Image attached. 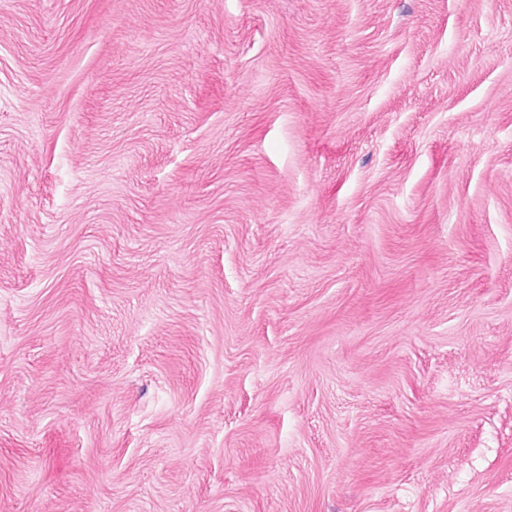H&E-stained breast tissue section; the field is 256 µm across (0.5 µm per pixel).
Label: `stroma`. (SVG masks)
I'll return each mask as SVG.
<instances>
[{
    "instance_id": "obj_1",
    "label": "stroma",
    "mask_w": 512,
    "mask_h": 512,
    "mask_svg": "<svg viewBox=\"0 0 512 512\" xmlns=\"http://www.w3.org/2000/svg\"><path fill=\"white\" fill-rule=\"evenodd\" d=\"M0 512H512V0H0Z\"/></svg>"
}]
</instances>
